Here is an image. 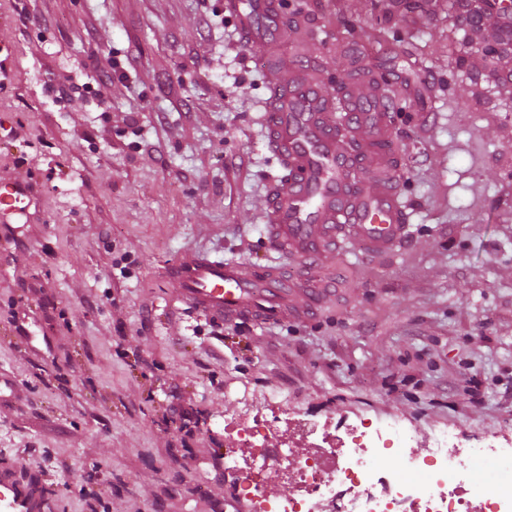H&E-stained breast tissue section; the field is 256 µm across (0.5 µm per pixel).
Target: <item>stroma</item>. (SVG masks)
<instances>
[{
	"label": "stroma",
	"mask_w": 512,
	"mask_h": 512,
	"mask_svg": "<svg viewBox=\"0 0 512 512\" xmlns=\"http://www.w3.org/2000/svg\"><path fill=\"white\" fill-rule=\"evenodd\" d=\"M280 8L285 62H311L332 92L364 64L390 90L411 227L387 258L338 248L336 293L311 319L238 329L185 305L164 269L205 251L294 272L265 235L282 70L223 0H0V181L35 193L0 230V468L37 477L45 512L101 491L105 512H224V421L273 390L424 437H512V82L453 0Z\"/></svg>",
	"instance_id": "35a3bbf8"
}]
</instances>
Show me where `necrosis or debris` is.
I'll list each match as a JSON object with an SVG mask.
<instances>
[{
    "instance_id": "1",
    "label": "necrosis or debris",
    "mask_w": 512,
    "mask_h": 512,
    "mask_svg": "<svg viewBox=\"0 0 512 512\" xmlns=\"http://www.w3.org/2000/svg\"><path fill=\"white\" fill-rule=\"evenodd\" d=\"M280 407L272 396L249 418L224 421V465L250 512H512V448L499 434L462 441L446 427L425 442L396 420L301 411L280 419ZM279 420L287 437L268 445ZM489 467L498 472L492 484ZM272 483L291 491L269 497Z\"/></svg>"
}]
</instances>
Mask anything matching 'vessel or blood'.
<instances>
[{
	"label": "vessel or blood",
	"mask_w": 512,
	"mask_h": 512,
	"mask_svg": "<svg viewBox=\"0 0 512 512\" xmlns=\"http://www.w3.org/2000/svg\"><path fill=\"white\" fill-rule=\"evenodd\" d=\"M224 13L248 43L269 50L286 25L279 0H224ZM389 99L378 87L365 109L341 114L334 96L307 69H289L286 82L271 89L266 114L269 144L288 170L285 183L272 187L265 202L266 221L273 243L309 273L289 286L273 268L184 255L166 270L183 301L218 321L301 319L331 293L317 271L339 240L377 256L392 254L407 235L410 213L394 180L399 154L391 147ZM365 135L378 145L367 178L355 174ZM33 202L25 182H0L1 222L27 213ZM0 493L12 497L15 512H37L9 473L0 474Z\"/></svg>",
	"instance_id": "1"
}]
</instances>
